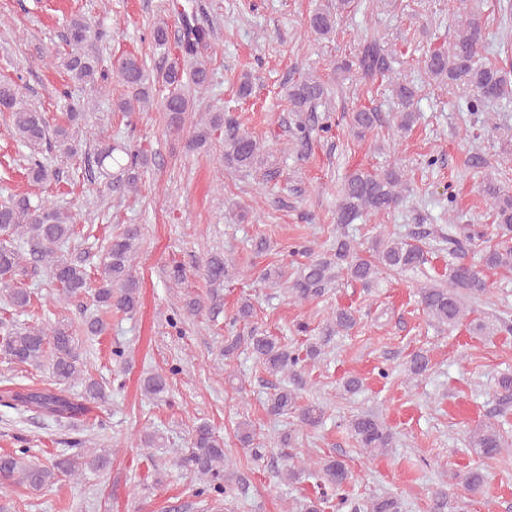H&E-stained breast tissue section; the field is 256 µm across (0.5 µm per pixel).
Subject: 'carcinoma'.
I'll return each instance as SVG.
<instances>
[{
  "label": "carcinoma",
  "mask_w": 512,
  "mask_h": 512,
  "mask_svg": "<svg viewBox=\"0 0 512 512\" xmlns=\"http://www.w3.org/2000/svg\"><path fill=\"white\" fill-rule=\"evenodd\" d=\"M461 17V30L447 49H438L423 60L424 71L434 81H447L464 85L474 91L467 111H483L485 101L503 99L512 95V59L499 63L484 60L482 56L484 23L479 14L468 9L467 0H452ZM351 7V0H335L331 9H317L309 15L307 32L326 38L335 29L338 20ZM182 34L177 53L166 68L151 77L145 63L130 55L122 58L116 67L117 83L129 93L113 102L121 112L132 110L131 101L149 102L151 85L160 83L168 93L160 103L165 112L168 128L184 129L195 111V97L205 93L211 84L212 70L209 62L197 57L199 45L209 37V32L198 26L186 11L178 12ZM94 30L91 22L75 14L67 20L65 38L71 51L57 56L60 66L69 78L92 92L103 88L109 78L98 55L84 50L92 41ZM357 67L363 79L375 81L389 76L388 55L376 38L367 39L355 61L343 63L341 69ZM17 79L0 80V112L9 114L12 136L29 149L26 156L29 178L43 183L58 176L45 163L41 148L51 140L59 155L67 158L79 153V144L69 128L59 126L49 130L43 112L24 102ZM402 110L397 113V128L411 129L416 115L411 107L415 91L400 84L396 88ZM325 94L322 82L313 75H305L288 84V102L294 112H311ZM351 128L362 137L372 130L379 114L361 107L348 114ZM224 134V151L221 160L228 169L248 172L258 162L264 145L254 136L237 129L225 117L224 110L208 113L203 127L193 131L190 146L201 148L213 136ZM83 168L91 180L109 178L107 189L125 195L138 190L148 157L131 151L127 146L100 142L94 152H84ZM409 190L404 169L391 167L381 172L365 169L354 170L344 181L336 205V223L352 224L364 214L386 213L395 208ZM481 194L492 217L490 228L478 230L470 226L459 228V236L448 238V251L454 260L448 263V287L424 286L418 289V304L427 320L439 327H455L471 313L468 303L479 304L490 293L486 272L512 271V192L499 184L488 181ZM76 233L74 217L54 206L33 203L27 195L10 194L0 200V294L7 306L25 310L31 303V291L14 286L18 276L34 275L45 270L50 281L62 295L72 299L89 289L90 274L82 256L71 255L64 246ZM141 237L138 225L130 224L111 238L102 262L94 302L103 309L104 316L86 322L91 336H100L107 329V315L112 312L125 315L134 313L139 305V282L133 274L135 255ZM483 243L479 262L464 261L466 248ZM428 261L427 252L418 244L395 235L381 233L364 252L344 235L328 253L310 258L301 264L297 276L283 279L279 270L267 269L262 280L273 287L285 289L289 297L306 302L323 296L335 282L345 276L350 281L371 287L386 272L418 270ZM203 271L209 281L220 283L229 277L228 266L218 255L207 258ZM357 323L355 311L338 307L322 327L316 342L306 344L305 351L292 349L275 336L255 329L247 335L236 334L224 338V358L229 359L244 347L255 356L259 364L271 375L284 378L298 373L301 363L315 360L332 337L351 330ZM472 329L482 335L512 331L507 319L490 323L482 317L471 320ZM0 355L14 364L48 365L52 382L43 388L10 391L0 397V405L18 413L36 412L59 425H71L88 411V403L105 401L103 386L85 376L78 353V345L71 325L63 320L49 326L19 324L14 320L0 319ZM429 366L428 356L417 352L407 360L408 377L417 378ZM79 381L84 385L80 397L73 396L69 388ZM502 405L512 402V374L504 373L496 380ZM145 394L157 398L167 392V380L156 374L143 380ZM266 410L274 416L294 415L302 426L315 427L323 416V408L316 404L301 405L296 392L286 385L275 388L266 400ZM348 428L356 443L365 452L382 454L392 447L394 436L386 424L371 412H362L348 421ZM242 447L251 450L255 458L261 457L254 446L255 430L247 421H240L236 428ZM468 446L483 459H500L512 448V437L502 429L485 424L468 435ZM26 450L20 453L0 454V483L27 485L31 488L53 484L62 477L78 478L87 473L103 470L111 463L112 451L105 448H87L71 456L58 457L49 464H39L25 459ZM176 466L193 473L205 484V490L220 493L227 491L234 475L226 471L224 438L207 423L192 430L190 446ZM318 471L323 481V492L308 497L300 507L304 512H324V505L336 502V509L351 508V512H402L401 501L396 496H383L362 507L349 499L347 487L352 473L339 459L321 462ZM460 483L470 492L480 491L486 474L482 467H471L458 475Z\"/></svg>",
  "instance_id": "cac0c4a2"
}]
</instances>
